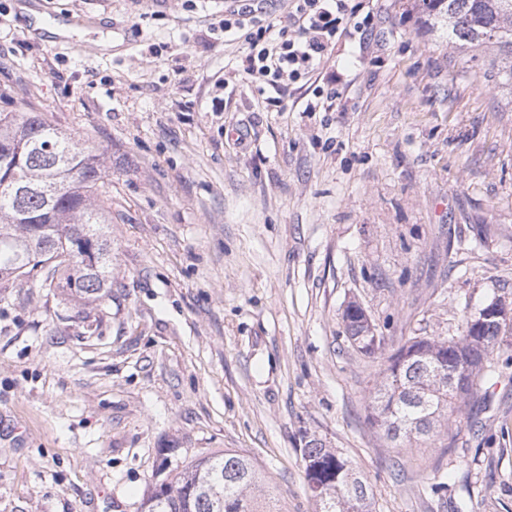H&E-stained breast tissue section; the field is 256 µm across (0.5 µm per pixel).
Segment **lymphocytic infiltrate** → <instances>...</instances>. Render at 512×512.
Segmentation results:
<instances>
[{
	"label": "lymphocytic infiltrate",
	"mask_w": 512,
	"mask_h": 512,
	"mask_svg": "<svg viewBox=\"0 0 512 512\" xmlns=\"http://www.w3.org/2000/svg\"><path fill=\"white\" fill-rule=\"evenodd\" d=\"M355 11L350 0H297L298 26L291 34L271 22L259 24L254 9L247 6L226 18L222 30L243 33L248 46L244 72L251 82L274 87L283 78L311 72Z\"/></svg>",
	"instance_id": "1"
}]
</instances>
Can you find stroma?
<instances>
[{"label": "stroma", "instance_id": "obj_1", "mask_svg": "<svg viewBox=\"0 0 512 512\" xmlns=\"http://www.w3.org/2000/svg\"><path fill=\"white\" fill-rule=\"evenodd\" d=\"M360 11L368 37L261 94L224 0H0V113L98 147L112 183L110 301L0 283V512H139L227 448L271 512H316L313 437L375 512H512L505 354L456 440L394 447L367 409L387 351L512 301V103L408 0ZM53 16L69 34L32 29ZM352 301L382 351L350 339Z\"/></svg>", "mask_w": 512, "mask_h": 512}]
</instances>
